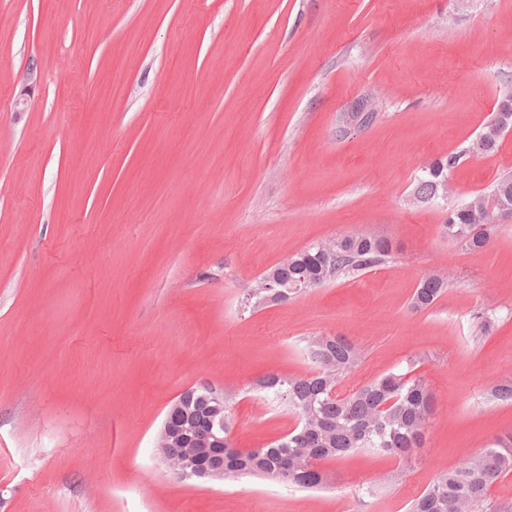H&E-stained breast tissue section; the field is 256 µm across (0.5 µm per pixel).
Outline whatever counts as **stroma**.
Listing matches in <instances>:
<instances>
[{
    "mask_svg": "<svg viewBox=\"0 0 512 512\" xmlns=\"http://www.w3.org/2000/svg\"><path fill=\"white\" fill-rule=\"evenodd\" d=\"M507 85L512 0H0V512H406L512 428L491 396L512 378V219L481 252L439 233L512 171V132L447 198L412 195ZM363 96L376 120L338 136ZM356 232L388 261L242 308L264 270ZM436 270L447 292L411 311ZM328 333L360 349L342 393L410 366L429 386L410 463L362 450L321 490L170 479L184 390L228 394L233 443L260 447L295 419L253 382L306 373Z\"/></svg>",
    "mask_w": 512,
    "mask_h": 512,
    "instance_id": "1",
    "label": "stroma"
}]
</instances>
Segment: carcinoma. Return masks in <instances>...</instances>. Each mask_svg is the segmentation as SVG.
<instances>
[{"label": "carcinoma", "mask_w": 512, "mask_h": 512, "mask_svg": "<svg viewBox=\"0 0 512 512\" xmlns=\"http://www.w3.org/2000/svg\"><path fill=\"white\" fill-rule=\"evenodd\" d=\"M367 97L357 99L340 119L342 127H367L377 117L363 111ZM512 130V86L500 91L494 118L466 150L452 152L422 168L413 188L420 202L444 198L450 173L465 157H487L498 151L505 132ZM512 205V174H505L487 195L478 194L448 212L440 225L442 237L468 251L493 244L494 223L502 202ZM392 251L383 237L354 233L313 243L269 267L261 274L267 283L250 294L253 306L281 304L328 282L385 263ZM449 277L433 272L414 289L410 307L418 312L433 306L447 291ZM312 363L303 375L271 372L253 383L257 392L285 401L296 416L287 435L246 454L231 440L233 429L229 396H224V477L263 476L304 489L326 484L321 463L369 449L400 462L425 447L435 406L434 397L413 367L405 373L389 372L357 391L342 395L337 387L358 364L360 351L345 336L322 334L309 341ZM158 452L169 468L185 475L192 470L193 449L175 452L159 441ZM512 473V431L494 437L479 452L437 473L427 488L412 499L406 512H512L490 503L492 486Z\"/></svg>", "instance_id": "obj_1"}]
</instances>
